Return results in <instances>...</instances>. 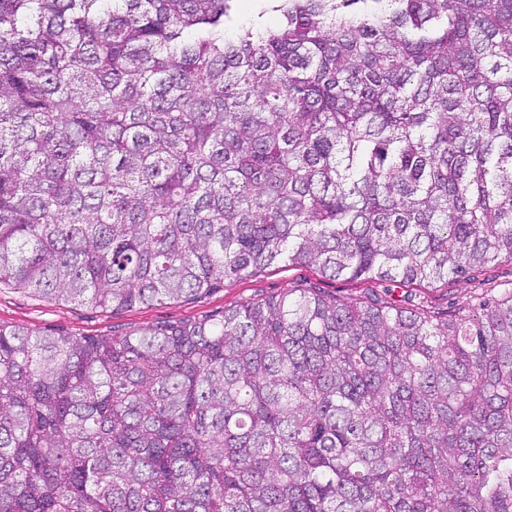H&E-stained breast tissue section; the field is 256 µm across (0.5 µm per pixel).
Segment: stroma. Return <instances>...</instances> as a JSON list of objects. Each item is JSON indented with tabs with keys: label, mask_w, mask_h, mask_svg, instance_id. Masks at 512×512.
I'll return each mask as SVG.
<instances>
[{
	"label": "stroma",
	"mask_w": 512,
	"mask_h": 512,
	"mask_svg": "<svg viewBox=\"0 0 512 512\" xmlns=\"http://www.w3.org/2000/svg\"><path fill=\"white\" fill-rule=\"evenodd\" d=\"M317 288L341 300L364 298L370 291L367 282L333 279L304 265L275 264L254 276L225 283L186 302H164L125 311L101 310L77 303L41 300L11 288H0V324L17 325L47 334L104 336L123 334L161 324H175L201 317H220L225 308L243 302L283 294L295 288ZM512 289V262L500 259L471 270L464 278L434 285H413L394 289L393 299L415 296L439 315L467 311L476 293Z\"/></svg>",
	"instance_id": "1"
}]
</instances>
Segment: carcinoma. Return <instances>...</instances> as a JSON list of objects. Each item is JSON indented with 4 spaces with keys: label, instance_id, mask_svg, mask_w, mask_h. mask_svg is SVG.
Segmentation results:
<instances>
[{
    "label": "carcinoma",
    "instance_id": "cac0c4a2",
    "mask_svg": "<svg viewBox=\"0 0 512 512\" xmlns=\"http://www.w3.org/2000/svg\"><path fill=\"white\" fill-rule=\"evenodd\" d=\"M236 2L0 0V286L118 311L512 260V0ZM0 512H512V290L0 325ZM319 288L341 300L363 299L371 288L384 297L383 285L333 279L304 265L274 264L254 276L226 282L186 302H164L131 310H101L77 303L41 300L12 288H0V324L17 325L47 334L104 336L201 317L219 318L224 307L283 294L294 288Z\"/></svg>",
    "mask_w": 512,
    "mask_h": 512
}]
</instances>
